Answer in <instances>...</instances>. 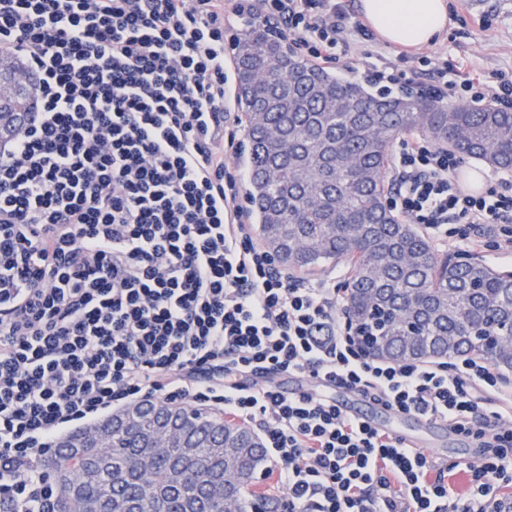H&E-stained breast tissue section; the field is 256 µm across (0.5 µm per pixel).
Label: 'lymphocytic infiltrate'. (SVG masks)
I'll use <instances>...</instances> for the list:
<instances>
[{"mask_svg":"<svg viewBox=\"0 0 512 512\" xmlns=\"http://www.w3.org/2000/svg\"><path fill=\"white\" fill-rule=\"evenodd\" d=\"M245 0H0V55L36 92L0 139V502L47 512L42 461L67 430L151 399L254 424L286 512H512V385L471 357L387 362L343 323L334 284L279 268L243 205L224 24ZM308 55L368 32L336 0H260ZM439 97L512 104V80L439 62ZM420 138L392 159L408 223L512 254V182L478 193ZM293 375L307 389L274 384ZM354 388L447 423L456 462L345 415Z\"/></svg>","mask_w":512,"mask_h":512,"instance_id":"1","label":"lymphocytic infiltrate"}]
</instances>
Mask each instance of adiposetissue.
I'll return each mask as SVG.
<instances>
[{
  "instance_id": "obj_1",
  "label": "adipose tissue",
  "mask_w": 512,
  "mask_h": 512,
  "mask_svg": "<svg viewBox=\"0 0 512 512\" xmlns=\"http://www.w3.org/2000/svg\"><path fill=\"white\" fill-rule=\"evenodd\" d=\"M360 6L374 33L395 46L429 45L448 25L445 0H361Z\"/></svg>"
}]
</instances>
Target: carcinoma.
Masks as SVG:
<instances>
[{
    "mask_svg": "<svg viewBox=\"0 0 512 512\" xmlns=\"http://www.w3.org/2000/svg\"><path fill=\"white\" fill-rule=\"evenodd\" d=\"M236 103L246 118V195L264 248L290 273H314L348 264L343 311L366 348L414 356L405 328L414 322L419 348L448 358H488L478 336H512V271L478 256L436 251L413 224L386 203L390 147L420 133L462 156L512 171V112L493 106L448 105L423 90L371 92L301 56L276 27L240 19L233 41ZM26 88L9 121L32 109ZM490 359V358H488ZM512 372V357L490 359ZM139 410L149 422L181 432L196 459L181 463L180 448L157 449L151 466L136 467L140 437L122 428V411L95 430L112 461V478L74 459L81 431L59 445L58 468L83 498L101 504L123 499L144 504L162 489L161 512H225L213 495L214 477L238 499L250 493L265 463L258 436L244 424L199 409L163 415L152 403ZM252 512H279L282 503L260 495Z\"/></svg>",
    "mask_w": 512,
    "mask_h": 512,
    "instance_id": "cac0c4a2",
    "label": "carcinoma"
}]
</instances>
